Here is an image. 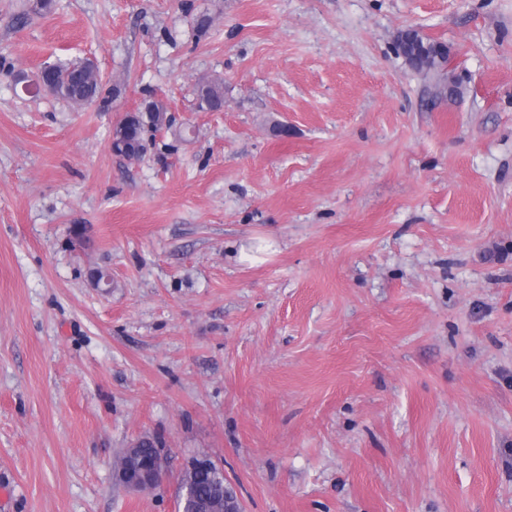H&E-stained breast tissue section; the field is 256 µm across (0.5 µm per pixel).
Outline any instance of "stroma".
<instances>
[{"mask_svg":"<svg viewBox=\"0 0 512 512\" xmlns=\"http://www.w3.org/2000/svg\"><path fill=\"white\" fill-rule=\"evenodd\" d=\"M23 2L0 0V512H179L200 455L243 512H512V0ZM84 57L110 109L12 82ZM145 100L171 124L128 161L112 132ZM145 437L166 475L132 492ZM434 46H438L439 48H441V50H435ZM420 54L424 55L427 62L422 66H416L415 59H417L420 56ZM436 54H438V57L435 56ZM406 59L413 69L421 72L430 71L432 69L439 67L440 65L447 61L448 55L442 44L431 41H425L417 33L415 34V37L406 46ZM429 59L431 60L429 61ZM196 96L200 101L206 100L210 110L220 111L224 109V86L218 80L201 81L196 87ZM125 458H130V463L121 465L115 470V478L124 487L131 491L141 492L158 487L164 476V466L161 463L150 462L145 459L140 448H126Z\"/></svg>","mask_w":512,"mask_h":512,"instance_id":"obj_1","label":"stroma"}]
</instances>
